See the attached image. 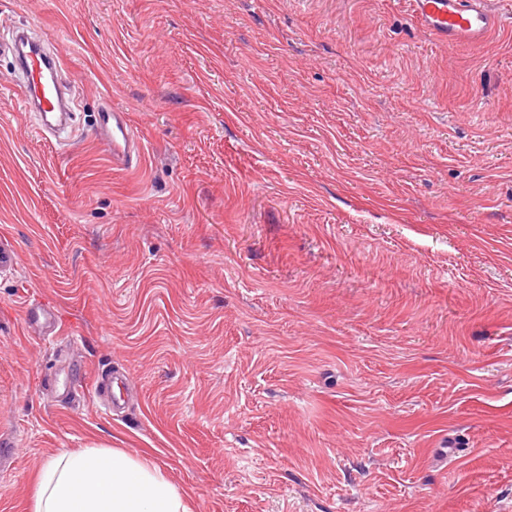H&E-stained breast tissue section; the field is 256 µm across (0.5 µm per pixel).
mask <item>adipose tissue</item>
I'll return each instance as SVG.
<instances>
[{"mask_svg":"<svg viewBox=\"0 0 512 512\" xmlns=\"http://www.w3.org/2000/svg\"><path fill=\"white\" fill-rule=\"evenodd\" d=\"M34 512H193L159 466L118 448L92 447L48 459Z\"/></svg>","mask_w":512,"mask_h":512,"instance_id":"obj_1","label":"adipose tissue"}]
</instances>
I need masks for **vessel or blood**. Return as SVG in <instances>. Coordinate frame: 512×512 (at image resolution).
<instances>
[{
    "mask_svg": "<svg viewBox=\"0 0 512 512\" xmlns=\"http://www.w3.org/2000/svg\"><path fill=\"white\" fill-rule=\"evenodd\" d=\"M421 24L449 45L483 39L501 23L488 0H410ZM36 48L23 52L20 43L5 41L0 49L14 58V82L38 129L57 142L69 140L72 130L71 98L58 81L59 56L51 43L39 38ZM95 134L109 150L114 167L128 169L140 158V144L127 113H99ZM28 324L43 325L48 335L61 331L58 317L48 308L27 306Z\"/></svg>",
    "mask_w": 512,
    "mask_h": 512,
    "instance_id": "1",
    "label": "vessel or blood"
}]
</instances>
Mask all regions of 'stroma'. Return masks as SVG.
Wrapping results in <instances>:
<instances>
[{
  "label": "stroma",
  "mask_w": 512,
  "mask_h": 512,
  "mask_svg": "<svg viewBox=\"0 0 512 512\" xmlns=\"http://www.w3.org/2000/svg\"><path fill=\"white\" fill-rule=\"evenodd\" d=\"M25 22L77 127L39 133L0 53V512L92 446L195 512H512V25L451 48L408 0H0ZM95 134L105 144L116 168L133 167L140 158V144L126 112H99ZM25 322L28 324H40L47 329V336H59L61 325L54 311L48 308L36 307L27 304L24 312Z\"/></svg>",
  "instance_id": "stroma-1"
}]
</instances>
